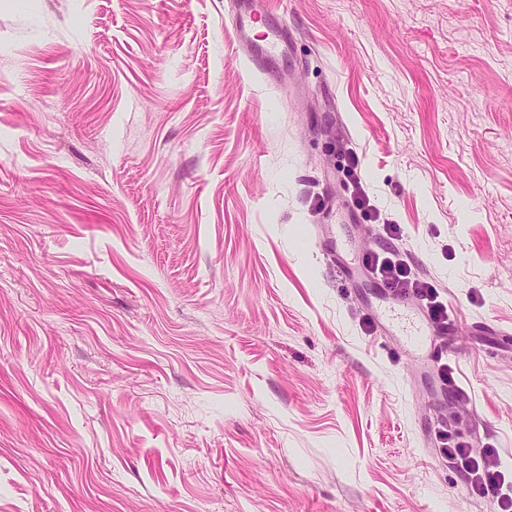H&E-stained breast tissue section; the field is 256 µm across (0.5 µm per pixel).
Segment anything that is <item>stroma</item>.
Listing matches in <instances>:
<instances>
[{"mask_svg":"<svg viewBox=\"0 0 512 512\" xmlns=\"http://www.w3.org/2000/svg\"><path fill=\"white\" fill-rule=\"evenodd\" d=\"M270 2L258 68L235 0H0V512H493L442 427L512 491V0ZM395 248L453 383L336 268ZM376 272L382 277L387 288L406 295L412 293L421 301H426V307L431 320L447 323V307L438 301L436 287L428 282L415 278L411 268L398 256L391 259H376Z\"/></svg>","mask_w":512,"mask_h":512,"instance_id":"35a3bbf8","label":"stroma"}]
</instances>
